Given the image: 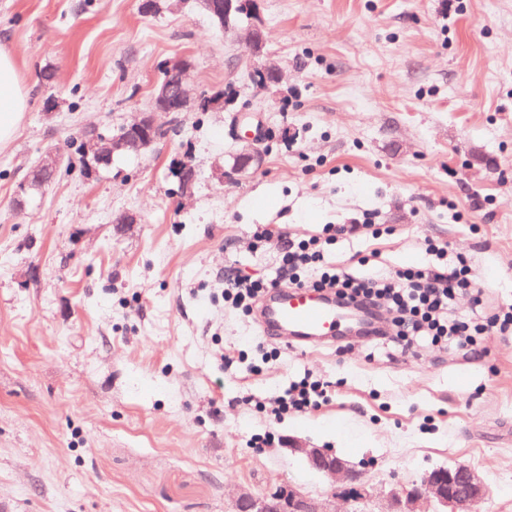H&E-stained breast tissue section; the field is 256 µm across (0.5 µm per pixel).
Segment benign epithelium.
I'll list each match as a JSON object with an SVG mask.
<instances>
[{
	"label": "benign epithelium",
	"mask_w": 512,
	"mask_h": 512,
	"mask_svg": "<svg viewBox=\"0 0 512 512\" xmlns=\"http://www.w3.org/2000/svg\"><path fill=\"white\" fill-rule=\"evenodd\" d=\"M210 9L224 18V29L236 24L242 13H251L254 0H208ZM164 79L158 83L152 108L142 112L133 122L125 125L120 133L107 139L98 127L83 130L85 138V171L92 177L102 165L112 161L115 154L138 156L154 144V132L159 129L154 114L158 112H184L189 105L188 66L183 60L170 61L162 69ZM242 139L246 146L233 156L232 169L243 172L261 165L265 148L263 139L251 131H245ZM60 163L59 155L46 152L35 172L26 180L13 199L12 207L17 213L25 211L30 193L45 185L44 178L54 172ZM174 175L181 195L189 196L197 184V171L192 162L180 159L174 164ZM289 450L301 455L309 467L330 477L343 476L356 485L355 494L361 499L371 497L364 490L360 474L350 470L341 457L324 448H307L290 440ZM488 489L482 478L470 466L454 464L434 468L421 477L411 488L392 487L387 496L391 508L388 512H420L422 501H433L437 505L434 512H477V506L487 497ZM231 512H334L329 502L317 500L291 486H279L264 494H256L248 489L239 492Z\"/></svg>",
	"instance_id": "7a95c632"
}]
</instances>
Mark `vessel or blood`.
Segmentation results:
<instances>
[{
  "label": "vessel or blood",
  "mask_w": 512,
  "mask_h": 512,
  "mask_svg": "<svg viewBox=\"0 0 512 512\" xmlns=\"http://www.w3.org/2000/svg\"><path fill=\"white\" fill-rule=\"evenodd\" d=\"M366 318L365 307L336 300L330 293L283 286L266 297L256 323L268 336L316 343L334 340L344 322Z\"/></svg>",
  "instance_id": "1"
}]
</instances>
